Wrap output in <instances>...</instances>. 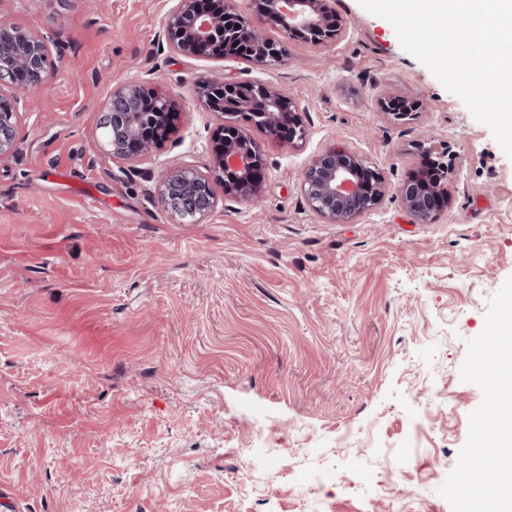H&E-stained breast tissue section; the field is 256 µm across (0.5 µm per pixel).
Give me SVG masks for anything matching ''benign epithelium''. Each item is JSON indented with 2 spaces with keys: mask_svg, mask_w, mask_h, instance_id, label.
I'll return each instance as SVG.
<instances>
[{
  "mask_svg": "<svg viewBox=\"0 0 512 512\" xmlns=\"http://www.w3.org/2000/svg\"><path fill=\"white\" fill-rule=\"evenodd\" d=\"M159 43L169 51L189 57L235 58L246 63L276 65L284 51L268 29L275 28L290 39L301 38L327 47L340 38L344 22L330 6L331 0H251L261 19L254 22L236 9L233 0H170ZM55 33L35 31L0 18V99L9 92L14 103L0 110V157L14 151L19 104L48 84L49 64ZM226 95V106L266 140L293 144L306 138L304 110L281 87L261 82H235L202 77L194 93L202 111L224 116L213 94ZM387 94L376 98L379 111L395 121H404L423 107V100H403ZM181 113L175 100L158 94L151 80L119 84L104 101L98 129L110 154L125 162H136L151 154L178 131ZM211 165L207 174L190 166L168 174L160 192V203L174 216L189 223L204 220L217 204L216 188L241 203L257 204L263 193L264 153L245 128L221 123L213 135ZM444 180H429L412 174L398 189L401 205L421 223H432L449 207L448 180L452 163L445 157L431 162ZM305 201L325 224H350L373 210L386 194L379 169L358 154L337 148L317 154L305 169L301 183Z\"/></svg>",
  "mask_w": 512,
  "mask_h": 512,
  "instance_id": "7a95c632",
  "label": "benign epithelium"
}]
</instances>
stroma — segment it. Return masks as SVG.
I'll return each instance as SVG.
<instances>
[{
	"mask_svg": "<svg viewBox=\"0 0 512 512\" xmlns=\"http://www.w3.org/2000/svg\"><path fill=\"white\" fill-rule=\"evenodd\" d=\"M335 45L273 67L158 48L168 0H0L53 29L55 74L0 158V489L23 512H452L437 494L482 401L465 342L512 276V158L358 0ZM213 76L285 88L307 136L263 145V198L183 223L167 172L207 173ZM156 78L185 111L135 163L97 129L113 87ZM422 97L404 125L378 94ZM450 144L452 202L416 222L398 188L416 146ZM328 148L388 191L352 224L300 193Z\"/></svg>",
	"mask_w": 512,
	"mask_h": 512,
	"instance_id": "obj_1",
	"label": "stroma"
}]
</instances>
